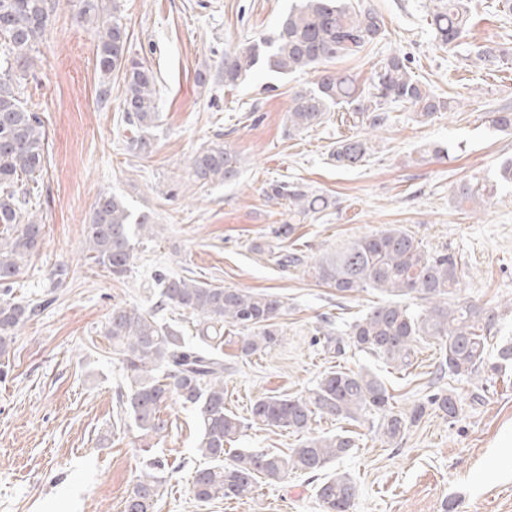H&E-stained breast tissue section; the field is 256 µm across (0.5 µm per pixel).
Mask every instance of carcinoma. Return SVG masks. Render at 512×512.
<instances>
[{
    "label": "carcinoma",
    "mask_w": 512,
    "mask_h": 512,
    "mask_svg": "<svg viewBox=\"0 0 512 512\" xmlns=\"http://www.w3.org/2000/svg\"><path fill=\"white\" fill-rule=\"evenodd\" d=\"M49 23L48 0H0V358L8 356L15 335L39 315L40 302L14 300L10 285L26 262L44 244V225L28 214L30 189L24 179L36 178L44 168L45 132L37 113L26 109L14 90V67L29 68L30 51ZM467 0H438L431 26L435 40L454 45L468 32ZM384 22L374 9L352 0H299L279 21L271 38L248 41L224 56V82L234 85L259 63L277 74L316 73L315 87L292 95L289 128L303 131L322 125L331 108L347 105L354 124L363 132L340 138L330 153L338 167H355L374 151V132L384 127L392 105L413 109L419 122L451 109V102L432 93L412 75L410 59L393 54L376 72L372 89L358 88L352 76L332 64L361 52L383 36ZM126 27L116 16L102 21L98 31L97 64L105 75L124 72L122 111L135 136L129 147L148 155L146 136L158 117L157 77L144 63L131 59ZM503 50L480 46L476 58L490 67ZM196 180L231 181L239 174L236 153L220 143L205 147L189 159ZM270 201L286 200L305 217L332 206L329 197L310 194L298 185L272 181L263 188ZM462 202L485 204L479 184L457 188ZM159 225L150 215H133L116 196H101L83 236L88 259L101 272L120 279L135 259V241L158 236ZM319 282L341 294L368 288L381 295L359 319L348 326L351 345L383 358L398 368L412 365L417 344L427 338L439 342L440 369L453 377H470L483 367L493 373L512 362V340L497 343V361L489 362L499 316L460 298L462 261L448 250L431 251L407 229L387 225L381 230L343 243L310 266ZM182 310L199 320L197 341L159 321L157 312ZM287 307L278 296L251 290L224 288L185 277H160L159 300L149 308L112 305L105 336L121 357L129 382L127 410L141 436L159 438L165 431L160 410L175 398L190 406L199 421L196 454L206 461L197 468L190 493L199 503L217 499L258 503L261 479L278 481L290 474H324L316 487L322 512H350L356 496L354 481L344 472L330 473V465L355 447L344 430L335 435H313L312 421L331 418L359 422L376 414L380 441L392 445L427 410L446 420L458 416L460 400L441 390L427 402L403 412L395 409L382 380L372 371L334 366L310 388L296 395L266 396L250 406L248 423L285 430L298 437L289 452L236 448L225 458L226 446L237 442L245 429L224 405V329L240 333L238 351L250 357L281 340L278 319ZM162 460L153 458L128 490L125 512H156L164 480L158 475Z\"/></svg>",
    "instance_id": "carcinoma-1"
}]
</instances>
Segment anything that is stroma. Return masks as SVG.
Returning <instances> with one entry per match:
<instances>
[{
	"instance_id": "1",
	"label": "stroma",
	"mask_w": 512,
	"mask_h": 512,
	"mask_svg": "<svg viewBox=\"0 0 512 512\" xmlns=\"http://www.w3.org/2000/svg\"><path fill=\"white\" fill-rule=\"evenodd\" d=\"M116 2L129 55L158 78L149 157L128 148L119 107L124 75L100 73V21L82 15L83 0H51L34 63L17 81L20 99L44 123L45 168L31 210L45 226L46 242L11 294L50 305L20 330L9 373L0 378V512H123L151 455L168 464L157 512H252L238 500L192 498L200 458L191 407L178 401L163 407L165 433L148 449L119 401L125 373L104 326L113 304H153L161 270L287 303L277 345L248 358L236 342L224 345L225 406L239 418L254 400L300 393L337 364L377 369L403 411L453 386L462 404L458 417L426 414L394 445L382 444L368 420L313 422L316 435L344 427L354 433L355 448L337 465L356 484L350 512H512V447L495 445L512 426V366L454 381L441 373L440 347L431 339L418 343L406 369L351 347L328 358L318 328L343 331L376 296L369 290L340 296L306 271L347 240L398 224L427 248L460 256L462 297L497 312L502 334L512 333V186L496 178L501 162L512 158V133L492 123L495 112L512 110V19L498 12L497 0H470L469 35L443 48L428 23L432 0H361L382 16L385 33L338 68L366 88L385 58L404 54L415 78L456 106L426 123L412 109L392 107L370 159L339 168L329 159L334 142L360 132L347 108L317 128L288 130L289 100L312 87L313 73L284 76L259 66L233 86L218 74L238 44L271 36L294 0ZM481 45L506 49L498 67L473 61ZM213 142L239 155L235 182L204 184L192 176L190 157ZM433 144L443 153H429ZM276 180L327 195L334 205L298 219L287 201L264 197L265 184ZM463 182L484 187L480 211L457 201L454 190ZM102 194L119 196L133 213L152 212L162 227L122 279L95 271L86 259L82 229ZM291 251L302 255L303 266L275 263ZM61 264L69 270L66 282L51 287ZM317 483L299 473L264 480L258 501L263 512H320Z\"/></svg>"
}]
</instances>
